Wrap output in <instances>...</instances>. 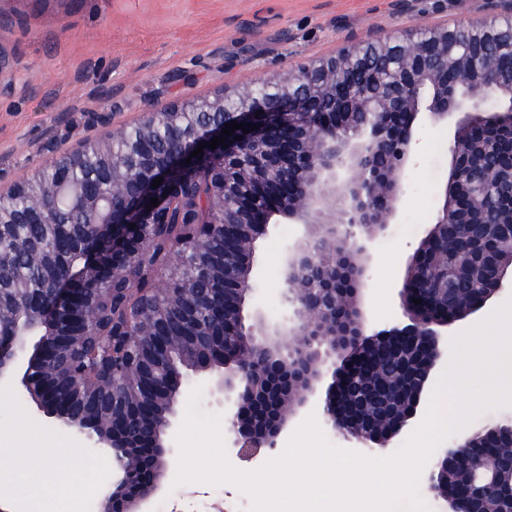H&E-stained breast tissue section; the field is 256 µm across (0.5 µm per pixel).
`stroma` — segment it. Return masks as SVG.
<instances>
[{
  "mask_svg": "<svg viewBox=\"0 0 512 512\" xmlns=\"http://www.w3.org/2000/svg\"><path fill=\"white\" fill-rule=\"evenodd\" d=\"M512 14V0H0V191L30 177L50 152L74 150L133 126L162 106L274 79L310 60L417 26L472 25ZM111 112H104V104ZM417 157L403 182L400 223L371 249L361 303L372 328L400 316L395 287L441 202L448 129L417 128ZM279 225L258 240L256 303L282 309L281 257L295 234ZM33 404L0 394V433L38 431L65 445ZM170 466L148 512H252L232 483L177 482Z\"/></svg>",
  "mask_w": 512,
  "mask_h": 512,
  "instance_id": "1",
  "label": "stroma"
}]
</instances>
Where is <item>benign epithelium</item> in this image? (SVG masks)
I'll use <instances>...</instances> for the list:
<instances>
[{
  "mask_svg": "<svg viewBox=\"0 0 512 512\" xmlns=\"http://www.w3.org/2000/svg\"><path fill=\"white\" fill-rule=\"evenodd\" d=\"M472 30L424 27L313 60L265 82L263 92L252 82L241 90L223 89L160 110L148 105L136 128L148 138L158 126H166L167 148L158 154L163 161L157 162L154 153L114 149L112 187L96 197L71 187L82 223L99 231L83 239L77 251L80 264H63L35 298L22 300L18 320L0 322V391L30 399L36 415L54 419L65 436L83 440L109 460L96 512H146L144 505L163 488L188 369H222L207 388L224 407L225 454L239 458L263 449L273 453L291 416L306 403L362 453L387 449L412 424L433 370L447 361L444 328L512 287V263L500 251L502 243L512 244V218L502 220L493 202L503 169L482 160L467 140L474 129L512 130V68L504 70L487 44L472 40ZM260 110L263 114L256 115ZM233 120L257 130L245 134L238 129L224 140L226 146L205 147L191 156ZM425 123L448 125L449 164L443 204L415 254L442 233L482 224L477 242L488 246L472 257L495 274L496 283L464 313L451 309L425 319L412 299L424 298L429 282L440 288L451 283L446 276L423 277L412 263L398 283L401 319L370 334L361 305L351 307V323L339 314L345 267L336 243L352 244L358 257L356 279L363 280L368 246L386 225L400 219L401 186L415 156L414 129ZM174 170L202 186L194 223L204 229L214 225L223 233L231 228L238 239L237 250L224 248L221 287L197 288L178 304L185 321L195 323L202 310L210 321L195 327V334L180 337L179 359L170 362L159 382L152 357L168 347L167 339L156 336L137 312L125 316L114 334L121 344L112 347V371L124 378L125 387L112 399V412L62 406L45 369L59 354L62 336L55 328L62 316L71 317L73 333L67 341L72 343L87 335L96 319L89 274L120 284L112 289V298L120 299L127 311L144 309L153 298L174 300L182 291L160 279L146 289L150 298L143 300L121 287L132 278L136 261L153 249L150 228L165 223L164 207L176 192ZM158 177L162 184L154 189ZM26 196L49 219L53 209L48 197L35 192ZM154 197L156 207L150 204ZM283 222L299 225L302 232L285 248L286 314L272 322L260 310L246 311L245 301L259 278L254 243ZM363 342L371 353H386L406 370L418 361L426 364L407 410L380 441L358 432L336 384L324 393L317 390L325 376L337 377L341 352ZM283 382L303 397L281 415L273 394H281ZM72 389L91 401L98 381L90 373L76 375ZM485 452L474 447L472 435L460 436L438 457L428 489L452 470L474 468ZM488 487L489 481L476 475L448 494V512H471L468 505Z\"/></svg>",
  "mask_w": 512,
  "mask_h": 512,
  "instance_id": "1",
  "label": "benign epithelium"
}]
</instances>
